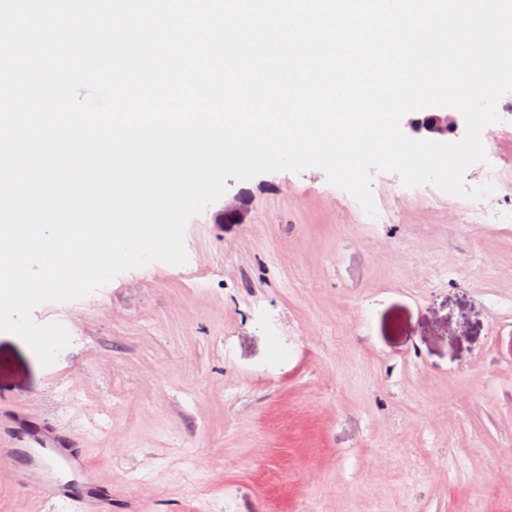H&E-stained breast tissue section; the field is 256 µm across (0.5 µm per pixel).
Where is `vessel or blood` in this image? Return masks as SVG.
I'll return each mask as SVG.
<instances>
[{
  "label": "vessel or blood",
  "mask_w": 512,
  "mask_h": 512,
  "mask_svg": "<svg viewBox=\"0 0 512 512\" xmlns=\"http://www.w3.org/2000/svg\"><path fill=\"white\" fill-rule=\"evenodd\" d=\"M13 443L0 448V461L15 460L24 449L41 448L59 456L71 472L70 480L64 481L54 474H47L42 491L48 499L70 508L71 512H111L112 496L86 483V458L82 451L71 449L70 441L52 430L34 428L16 422L10 426Z\"/></svg>",
  "instance_id": "1"
}]
</instances>
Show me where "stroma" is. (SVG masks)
<instances>
[{
  "label": "stroma",
  "mask_w": 512,
  "mask_h": 512,
  "mask_svg": "<svg viewBox=\"0 0 512 512\" xmlns=\"http://www.w3.org/2000/svg\"><path fill=\"white\" fill-rule=\"evenodd\" d=\"M481 141L489 195L371 227L317 167L228 180L245 223L190 218L184 264L33 309L54 364L0 332V405L85 448L112 512H512V114ZM28 473L0 512H63Z\"/></svg>",
  "instance_id": "obj_1"
}]
</instances>
